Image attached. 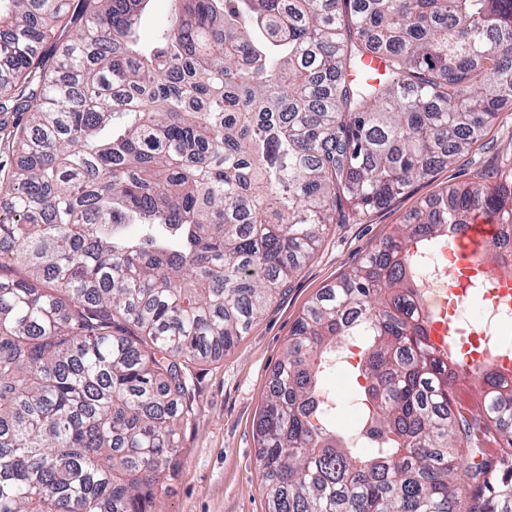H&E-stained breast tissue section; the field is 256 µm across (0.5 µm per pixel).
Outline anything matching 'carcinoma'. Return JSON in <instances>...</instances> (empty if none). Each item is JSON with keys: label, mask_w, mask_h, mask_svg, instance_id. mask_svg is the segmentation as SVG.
<instances>
[{"label": "carcinoma", "mask_w": 512, "mask_h": 512, "mask_svg": "<svg viewBox=\"0 0 512 512\" xmlns=\"http://www.w3.org/2000/svg\"><path fill=\"white\" fill-rule=\"evenodd\" d=\"M147 2L0 0L19 154L0 181V512H160L188 364L231 350L337 216L469 152L512 100V0H172L146 43ZM477 214L500 225L480 259L512 276L511 164L416 209L303 312L257 422L271 512L512 497V380L436 352L416 305V257ZM353 343L344 427L323 376Z\"/></svg>", "instance_id": "1"}]
</instances>
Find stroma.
<instances>
[{"mask_svg": "<svg viewBox=\"0 0 512 512\" xmlns=\"http://www.w3.org/2000/svg\"><path fill=\"white\" fill-rule=\"evenodd\" d=\"M512 158V101L485 135L452 164L358 221L330 225L313 259L265 307L224 355L189 364L191 420L182 427L178 473L165 481L162 512H269L258 456L257 416L298 318L315 296L382 247L396 225L447 186L493 185Z\"/></svg>", "mask_w": 512, "mask_h": 512, "instance_id": "stroma-1", "label": "stroma"}]
</instances>
